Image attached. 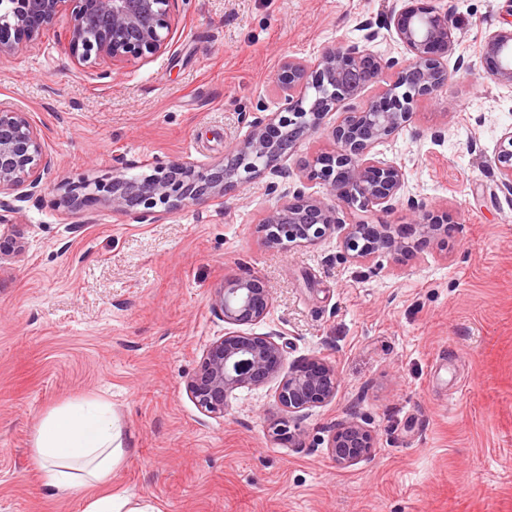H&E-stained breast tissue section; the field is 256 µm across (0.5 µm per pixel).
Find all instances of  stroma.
Instances as JSON below:
<instances>
[{
	"label": "stroma",
	"mask_w": 512,
	"mask_h": 512,
	"mask_svg": "<svg viewBox=\"0 0 512 512\" xmlns=\"http://www.w3.org/2000/svg\"><path fill=\"white\" fill-rule=\"evenodd\" d=\"M424 2L449 11L453 54L472 70L374 148L407 181L368 222L411 223L413 197L427 220L456 223L444 247L404 262L354 261L334 235L267 247L259 226L279 196L262 179L153 224L62 202L84 181L222 160L247 131L242 113L274 106L283 57L310 63L360 40L393 0H175L170 48L107 76L66 51L64 13L0 60V104L29 113L54 159L41 200L0 219L13 241L0 258V512H84L91 490L54 496L33 441L48 410L93 398L131 450L113 492L156 512H512V195L491 168L512 88L481 55L505 3ZM246 272L273 296L251 333L278 330L288 363L317 355L338 374L335 400L303 411L286 447L271 433L276 382L234 391L220 417L186 391L225 333L215 289ZM350 416L375 449L339 467L327 440Z\"/></svg>",
	"instance_id": "obj_1"
}]
</instances>
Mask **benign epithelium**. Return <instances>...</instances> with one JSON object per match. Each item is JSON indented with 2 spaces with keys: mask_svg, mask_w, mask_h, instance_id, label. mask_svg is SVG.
<instances>
[{
  "mask_svg": "<svg viewBox=\"0 0 512 512\" xmlns=\"http://www.w3.org/2000/svg\"><path fill=\"white\" fill-rule=\"evenodd\" d=\"M174 0H0V59L13 57L40 41L56 17L67 11L70 26L67 45L78 63L103 61L113 65L163 54L172 39ZM383 27L394 28L406 50L403 59L377 57L370 44L380 28L363 22L362 40L325 48L308 64L287 57L277 74V110L245 121L244 138L220 162L201 168L191 161H177L154 168V173L134 178L116 175L109 182L82 186L85 193L68 191L69 202L89 211L98 205L112 211L136 214L152 223L165 213L222 200L239 185L270 179L276 189L288 179V154L307 137L321 131L326 118L344 109L332 128L333 147L303 163L304 182L285 189L284 201L265 216L261 229L270 248L314 246L338 234L352 259L367 261L377 253L408 259L419 249L440 245L454 224H368L349 222L356 211L387 212L400 200L405 170L384 163L373 148L401 131L417 102L440 91L452 75L469 68L461 57L448 68L455 35L448 12L423 7L416 0H398ZM485 55L493 61L491 77L512 86V21L488 34ZM389 73L392 82L359 108L356 101L368 86ZM492 166L498 188L512 194V127L502 136V146ZM53 162L28 113L0 107V213H19L23 204L42 195L44 176ZM319 184L326 193L308 192ZM272 295L263 279L244 274L224 282L213 297V307L228 325L224 336L203 353L187 388L199 408L211 415L224 413L229 394L241 388L260 387L279 380L275 402L282 414L273 427L279 440H291L290 419L306 409L336 397L339 381L335 367L319 356L304 359L283 372L287 343L281 333L246 334L238 330L264 320ZM339 466L350 465L372 454V432L356 418L340 421L327 444Z\"/></svg>",
  "mask_w": 512,
  "mask_h": 512,
  "instance_id": "benign-epithelium-1",
  "label": "benign epithelium"
}]
</instances>
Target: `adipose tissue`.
<instances>
[{
  "instance_id": "adipose-tissue-1",
  "label": "adipose tissue",
  "mask_w": 512,
  "mask_h": 512,
  "mask_svg": "<svg viewBox=\"0 0 512 512\" xmlns=\"http://www.w3.org/2000/svg\"><path fill=\"white\" fill-rule=\"evenodd\" d=\"M127 454L108 403L84 400L51 409L40 419L34 455L56 495L93 485L107 487Z\"/></svg>"
}]
</instances>
